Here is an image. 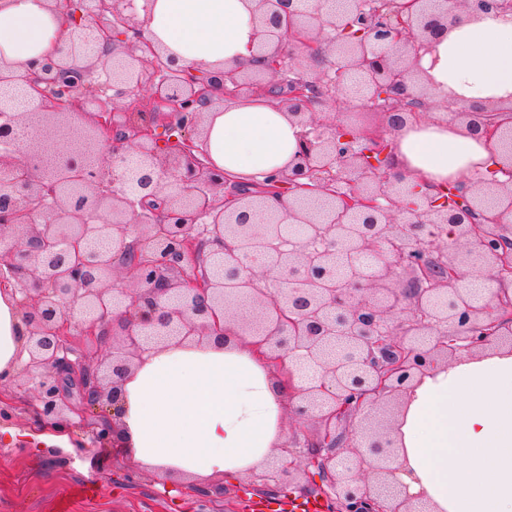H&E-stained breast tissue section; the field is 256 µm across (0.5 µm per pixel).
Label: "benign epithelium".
<instances>
[{
  "label": "benign epithelium",
  "mask_w": 512,
  "mask_h": 512,
  "mask_svg": "<svg viewBox=\"0 0 512 512\" xmlns=\"http://www.w3.org/2000/svg\"><path fill=\"white\" fill-rule=\"evenodd\" d=\"M51 2L70 28L64 47L25 65L0 59V85L38 101L0 125L1 136H26L0 144V276L9 273L19 294L30 356L22 374L37 413L67 429L91 419L103 439V400L119 411L134 360L169 340L222 342L230 319L273 366L316 369L300 384L288 374L296 436L268 462L275 487L301 465L325 485L331 512H430L394 480L392 425L367 419L351 446L342 426L383 409L458 349L512 344V107L458 111L472 134L501 148L503 179L455 190L456 208L426 192L405 201L402 180L375 159L389 149L385 135L368 132L362 146L314 108L351 98L344 76L355 71L361 104L395 127L399 113L428 109L414 59L453 11L509 12L512 3L345 0L325 16L293 0H255L262 65L205 77L144 37L132 0ZM253 90L278 99L305 131L288 169L243 191L199 157L205 108ZM122 102L136 112L120 125ZM160 128L170 134L161 148ZM287 195L302 207H283ZM285 224L309 232L294 238ZM365 254L375 257L367 270L339 274L341 258ZM241 299L246 316L236 313ZM106 325L117 337L111 360L71 359L76 335ZM310 421L318 430L302 441Z\"/></svg>",
  "instance_id": "1"
}]
</instances>
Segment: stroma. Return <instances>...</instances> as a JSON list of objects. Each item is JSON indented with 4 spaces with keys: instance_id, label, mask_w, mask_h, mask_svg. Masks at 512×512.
<instances>
[{
    "instance_id": "obj_1",
    "label": "stroma",
    "mask_w": 512,
    "mask_h": 512,
    "mask_svg": "<svg viewBox=\"0 0 512 512\" xmlns=\"http://www.w3.org/2000/svg\"><path fill=\"white\" fill-rule=\"evenodd\" d=\"M34 402L29 394L0 403V512H242L243 491L262 492L258 475L205 484L157 478L86 428L74 429L70 447L47 448L39 438L50 428ZM88 484L94 495L83 493Z\"/></svg>"
}]
</instances>
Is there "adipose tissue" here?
<instances>
[{"label":"adipose tissue","instance_id":"ef3b65f1","mask_svg":"<svg viewBox=\"0 0 512 512\" xmlns=\"http://www.w3.org/2000/svg\"><path fill=\"white\" fill-rule=\"evenodd\" d=\"M145 37L213 73L225 62L255 65L252 0H134ZM62 19L47 0L0 9V57L25 64L51 50ZM417 76L433 112L406 116L388 138L389 164L408 187H468L500 160L497 144L467 133L447 100L471 109L512 105V13L456 11L448 31L421 49ZM209 159L225 176L256 183L285 169L301 128L264 95L225 99L206 112ZM12 284L0 285V379L29 359ZM288 388L249 339L153 349L122 381L117 440L141 467L166 479L246 478L288 441ZM397 480L434 512H512V350L461 352L402 395L396 420Z\"/></svg>","mask_w":512,"mask_h":512}]
</instances>
